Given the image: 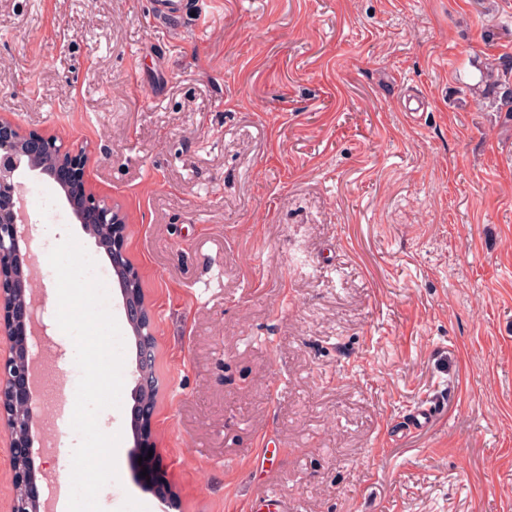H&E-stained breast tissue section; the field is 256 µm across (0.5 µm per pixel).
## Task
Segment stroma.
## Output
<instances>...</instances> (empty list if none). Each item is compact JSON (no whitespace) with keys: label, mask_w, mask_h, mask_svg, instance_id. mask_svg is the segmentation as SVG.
Segmentation results:
<instances>
[{"label":"stroma","mask_w":512,"mask_h":512,"mask_svg":"<svg viewBox=\"0 0 512 512\" xmlns=\"http://www.w3.org/2000/svg\"><path fill=\"white\" fill-rule=\"evenodd\" d=\"M0 0V117L84 147L126 212L156 336L145 488L124 337L104 512H512V119L469 85L512 60V0ZM110 262L59 186L26 174ZM44 301L47 388L75 346ZM419 430L402 421L420 404ZM278 448L252 469L263 438ZM248 512H288V504L274 491H266L261 496L248 501Z\"/></svg>","instance_id":"35a3bbf8"}]
</instances>
